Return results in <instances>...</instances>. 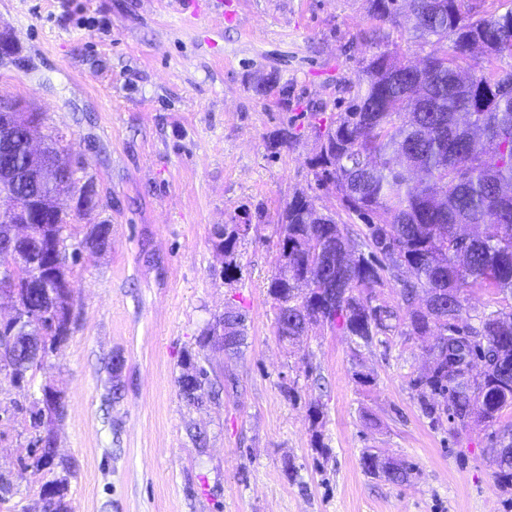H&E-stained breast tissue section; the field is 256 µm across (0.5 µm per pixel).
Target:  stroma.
I'll use <instances>...</instances> for the list:
<instances>
[{
  "label": "stroma",
  "instance_id": "stroma-1",
  "mask_svg": "<svg viewBox=\"0 0 512 512\" xmlns=\"http://www.w3.org/2000/svg\"><path fill=\"white\" fill-rule=\"evenodd\" d=\"M380 28V45L363 31ZM0 100L43 113L96 186L91 223L112 227L101 252L72 265L73 333L17 388L0 372V512H42L47 472L30 459L53 433L70 464L71 512H512L495 481L493 429L428 416L409 384L431 338L378 336L357 346L326 325L279 340L267 292L278 218L296 193L343 223L353 253L360 221L310 166L313 106L339 112L344 87L377 49L419 62L425 48L378 24L369 0H224L191 18L168 0H0ZM274 81L262 96L256 76ZM300 138L271 152L284 127ZM251 221L239 271L224 272L216 225ZM247 315L238 357L196 340L225 307ZM232 377L219 401L187 404L186 355ZM125 359L112 402L110 361ZM63 421L30 420L44 388ZM320 417H312L311 405ZM202 440H195V433ZM404 461L409 482L364 473L366 450Z\"/></svg>",
  "mask_w": 512,
  "mask_h": 512
}]
</instances>
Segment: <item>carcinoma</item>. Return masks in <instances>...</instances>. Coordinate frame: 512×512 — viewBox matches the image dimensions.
Returning <instances> with one entry per match:
<instances>
[{
  "label": "carcinoma",
  "instance_id": "1",
  "mask_svg": "<svg viewBox=\"0 0 512 512\" xmlns=\"http://www.w3.org/2000/svg\"><path fill=\"white\" fill-rule=\"evenodd\" d=\"M485 0H372L373 18L401 27L410 39L430 47L420 65L383 51L350 81L351 99L319 130L311 159L319 185L331 183L348 216L366 228L368 254L353 256L334 217L319 212L312 198L289 201L281 215L278 269L268 284L276 308V334L294 340L327 324L364 344L407 329L432 336L433 364L410 380L425 411L450 415L465 426L493 425L512 407V305L485 314L476 327L460 325L463 294L479 291L512 299V7L486 11ZM486 65L470 72L475 52ZM38 112H0V136H12L14 166H27L24 128L39 124ZM26 192L33 236L16 245L24 261L0 276V291L12 293L17 320L40 322L42 344L29 343L24 327L0 335V369L17 386L26 372L70 336L69 261L93 249L112 232L91 224L80 234L75 219L94 207L64 212L37 182L17 184L0 176V196ZM248 224L213 230V246L224 252V273L238 268L237 249ZM409 268L401 303L374 305L366 290L381 271ZM224 336H217V328ZM224 339L236 354L245 340V315L229 306L199 339L202 348ZM497 355L499 365L474 387L466 378L477 358ZM189 404L216 401L223 386L187 358L177 379ZM36 467H58L53 440L38 439ZM495 479L512 493V458L494 457ZM381 473L392 483L409 481L412 468L387 462ZM67 479L47 482L52 499L46 512H69Z\"/></svg>",
  "mask_w": 512,
  "mask_h": 512
}]
</instances>
